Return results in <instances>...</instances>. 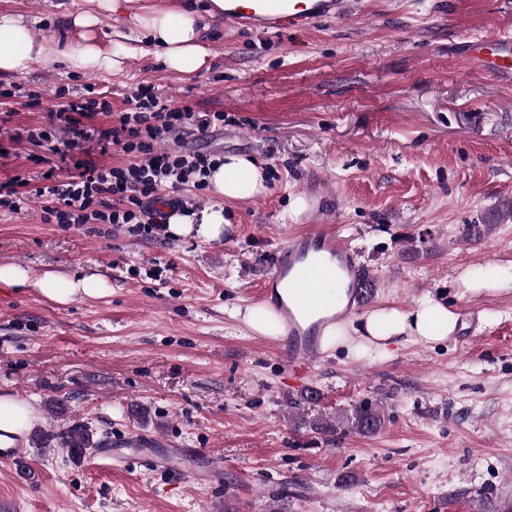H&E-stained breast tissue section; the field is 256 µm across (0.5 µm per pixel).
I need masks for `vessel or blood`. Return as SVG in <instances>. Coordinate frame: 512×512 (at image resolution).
<instances>
[{"instance_id":"obj_1","label":"vessel or blood","mask_w":512,"mask_h":512,"mask_svg":"<svg viewBox=\"0 0 512 512\" xmlns=\"http://www.w3.org/2000/svg\"><path fill=\"white\" fill-rule=\"evenodd\" d=\"M348 11V0H224V22L235 28L276 34L305 30L325 19H339ZM463 52L494 75L512 76V37H491L464 43ZM304 198L311 211H320L334 192L324 181L307 185ZM362 269L355 251L341 239L331 220L311 224L292 235L274 258L271 273L263 279L258 301L279 315L289 343L288 369L294 381H302L312 364L323 356L319 338L330 319L321 310L335 305L336 290L346 286L344 315L361 313L363 303L357 289ZM285 289L287 301L277 299ZM97 457L135 472L150 466L165 475L183 471L193 449L175 447L171 440L153 434L131 433L120 438L104 436Z\"/></svg>"}]
</instances>
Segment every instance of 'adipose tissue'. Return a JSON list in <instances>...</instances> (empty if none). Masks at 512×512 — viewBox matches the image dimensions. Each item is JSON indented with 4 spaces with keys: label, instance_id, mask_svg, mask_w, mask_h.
<instances>
[{
    "label": "adipose tissue",
    "instance_id": "ef3b65f1",
    "mask_svg": "<svg viewBox=\"0 0 512 512\" xmlns=\"http://www.w3.org/2000/svg\"><path fill=\"white\" fill-rule=\"evenodd\" d=\"M139 24L146 38L159 48L160 56L168 69L189 74L204 62L205 51L200 37L209 26L207 16L173 6L155 7L141 17ZM51 66L57 63L78 70L109 69L111 58L102 54L92 44L79 49H60L56 40L48 35L36 36L21 18L0 14V74H20L32 63ZM214 192L227 200H244L259 194L263 189V176L253 159L241 155H228L224 163L209 177ZM226 219L220 206H212L191 215L172 218L170 232L177 237L195 236L211 241L221 236ZM0 283L13 287L32 286L45 299L65 305L84 296L98 293L99 279L88 276L71 278L68 275L47 271L35 276L17 265L0 266ZM455 328V318L446 308L430 298L420 299L407 312L374 313L361 327L363 335L387 347L393 339L416 336L426 342H437L450 335Z\"/></svg>",
    "mask_w": 512,
    "mask_h": 512
}]
</instances>
